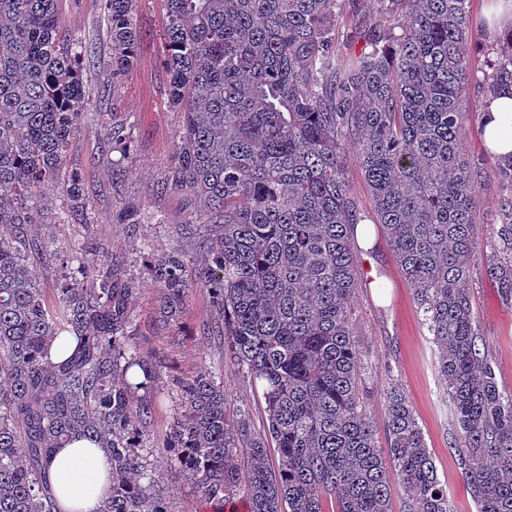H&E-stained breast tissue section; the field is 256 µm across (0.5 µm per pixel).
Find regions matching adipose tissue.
<instances>
[{
    "label": "adipose tissue",
    "instance_id": "ef3b65f1",
    "mask_svg": "<svg viewBox=\"0 0 512 512\" xmlns=\"http://www.w3.org/2000/svg\"><path fill=\"white\" fill-rule=\"evenodd\" d=\"M512 122V90L488 99L482 114L484 140L499 156L512 154V135L503 128ZM109 462L104 449L78 439L57 449L50 479L62 512H100L109 489Z\"/></svg>",
    "mask_w": 512,
    "mask_h": 512
}]
</instances>
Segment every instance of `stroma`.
Segmentation results:
<instances>
[{
  "label": "stroma",
  "mask_w": 512,
  "mask_h": 512,
  "mask_svg": "<svg viewBox=\"0 0 512 512\" xmlns=\"http://www.w3.org/2000/svg\"><path fill=\"white\" fill-rule=\"evenodd\" d=\"M59 12L64 34L81 37L92 48L91 55L81 62L83 79L91 90L85 110L94 113L115 108L127 115L131 124L130 159L120 178L112 179L113 154L103 130L91 123L83 124L68 165L80 172L88 189L93 202L92 221L87 225L60 222L65 196L61 186L53 185L46 192L48 207L41 212L33 233L61 256L84 243L105 244L113 259L124 263L128 273L140 282L133 303V341L140 351L155 359L166 379L189 376L204 368L219 372L231 413L245 421L250 434H260L266 427L264 399L246 372L234 363L223 337L213 335L219 320L210 292L190 289L180 323H168L156 312L159 288L144 273L145 256L155 257L186 245L185 239L171 232L187 217L186 193L157 189L172 159L175 134L182 123L181 113L170 108L166 91L165 6L162 0H138L137 60L117 88L111 80L103 0H60ZM465 129L466 152L482 171L476 219L484 225L495 224L499 221L501 177L496 159L484 149L474 107L466 109ZM129 205L139 206L150 216V223L135 228L113 223V216ZM490 253L489 239L479 236L470 295L479 334L490 345L497 378L501 385L512 389V305L503 300L486 273ZM358 263L363 273L372 265L379 268L390 286L387 302H378L365 284L358 288L352 303L354 340L360 354L359 398L372 422L375 441L379 448L389 446L385 391L398 386L413 407L438 477L447 488L448 512H476L456 462L462 435L448 408L446 388L437 369L438 350L424 313L385 238H378L373 251L359 257ZM174 417V400L164 398L148 430L154 467L151 489L164 496L171 512H210V505L162 448Z\"/></svg>",
  "instance_id": "obj_1"
}]
</instances>
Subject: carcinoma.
<instances>
[{"label":"carcinoma","instance_id":"cac0c4a2","mask_svg":"<svg viewBox=\"0 0 512 512\" xmlns=\"http://www.w3.org/2000/svg\"><path fill=\"white\" fill-rule=\"evenodd\" d=\"M170 105L183 114L159 190L190 196L174 249L144 264L180 318L205 288L236 364L260 384L268 434L227 410L202 369L169 380L180 413L166 453L213 512L242 495L246 512H390L389 472L406 512H448L404 392L386 391L388 457L362 409L352 301L361 223L343 159L356 152L385 233L438 347V369L465 447L458 467L478 512H512V391L478 336L467 285L481 172L467 157L462 106L471 70L470 0H165ZM59 0H0V512H60L49 476L56 449L87 439L106 450L112 486L101 512H170L147 493L143 442L161 374L132 343L138 283L97 244L55 256L29 237L43 189L66 169L90 97L78 55L60 38ZM112 88L135 61L136 0H104ZM482 89L512 88V27L487 45ZM129 159L127 118L98 116ZM486 272L512 300V154ZM67 216L90 197L68 174ZM58 260L56 305L37 285ZM66 337L73 350L50 357ZM247 447L241 470L238 452ZM279 455L267 463L270 448Z\"/></svg>","mask_w":512,"mask_h":512}]
</instances>
